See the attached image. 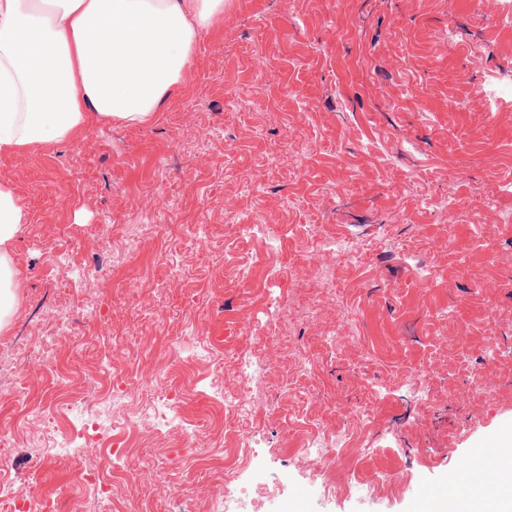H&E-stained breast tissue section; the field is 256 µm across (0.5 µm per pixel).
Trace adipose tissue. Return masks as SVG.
<instances>
[{
    "mask_svg": "<svg viewBox=\"0 0 512 512\" xmlns=\"http://www.w3.org/2000/svg\"><path fill=\"white\" fill-rule=\"evenodd\" d=\"M223 16L224 0H0V154L71 142L92 125L152 123ZM28 222L0 181V332Z\"/></svg>",
    "mask_w": 512,
    "mask_h": 512,
    "instance_id": "1",
    "label": "adipose tissue"
}]
</instances>
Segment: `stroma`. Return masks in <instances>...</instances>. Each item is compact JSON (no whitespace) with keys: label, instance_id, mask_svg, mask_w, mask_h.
<instances>
[{"label":"stroma","instance_id":"stroma-1","mask_svg":"<svg viewBox=\"0 0 512 512\" xmlns=\"http://www.w3.org/2000/svg\"><path fill=\"white\" fill-rule=\"evenodd\" d=\"M508 8L224 0L223 21L203 34L152 124L94 125L70 143L0 154V181L29 218L14 246L17 311L0 333V370L16 393L0 397V484L32 485L57 512H99L79 484L85 457H44L42 429L57 397L114 372L143 438L114 463L128 477L113 485L112 512H217L224 451L243 424L216 393L236 390L249 360L266 367L253 395L277 407L250 424L258 512H414L417 492L447 499L464 458L512 438V362H485L512 337V226L481 205L492 193L512 209V187L497 180L512 168V100L485 95L490 75L512 71V26L497 25ZM445 199L459 204L456 224ZM255 222L285 238L277 260L256 262L259 240L238 236L237 225ZM101 224L110 238L98 236ZM314 233L359 242L360 262L335 280L341 302L311 266ZM228 261L252 265L251 278L226 274ZM340 318L359 341L336 339ZM76 324L78 342L67 334ZM262 326L280 346L250 345L247 331ZM35 336L54 339L44 375L24 351ZM185 336L211 346L206 361L176 354ZM426 365L460 413L436 416L414 398L408 380ZM481 368L496 382L484 394L469 386ZM169 386L184 421L213 419L197 447L177 433L146 436L147 397ZM346 403L368 419L317 496L297 464V434L309 422L346 427ZM355 475L373 482L370 495L348 494Z\"/></svg>","mask_w":512,"mask_h":512}]
</instances>
